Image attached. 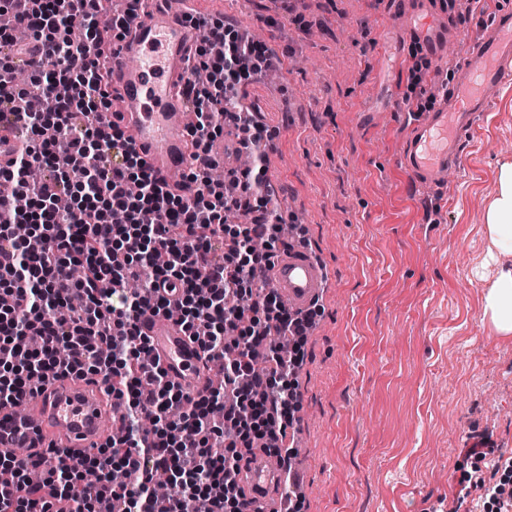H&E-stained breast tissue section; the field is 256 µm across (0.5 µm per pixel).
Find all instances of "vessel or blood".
Listing matches in <instances>:
<instances>
[{"label": "vessel or blood", "mask_w": 512, "mask_h": 512, "mask_svg": "<svg viewBox=\"0 0 512 512\" xmlns=\"http://www.w3.org/2000/svg\"><path fill=\"white\" fill-rule=\"evenodd\" d=\"M187 0H143L125 39L105 46L112 96L120 104L104 121L120 126L147 169L172 191L184 183L191 153L185 133L186 58L197 31L185 21ZM402 28L416 40L434 68L447 66L448 46H457L462 64L448 88L439 90L430 111L420 113L403 139L399 160L416 182L432 184L456 167L477 113L485 111L502 82L512 76V10H494L479 35L464 32L436 0H402ZM275 293L294 310L308 308L326 286V270L311 253L294 249L278 257L269 272ZM168 379L189 395L209 380L206 358L173 320L148 316L141 322ZM112 408L97 381L61 379L27 395L19 408L0 410V453L42 454L53 442L87 450L104 442ZM278 472L253 459L244 480L248 498L270 512L267 493Z\"/></svg>", "instance_id": "1"}]
</instances>
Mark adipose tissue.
Here are the masks:
<instances>
[{"label":"adipose tissue","instance_id":"1","mask_svg":"<svg viewBox=\"0 0 512 512\" xmlns=\"http://www.w3.org/2000/svg\"><path fill=\"white\" fill-rule=\"evenodd\" d=\"M490 262L496 272L484 290L483 313L492 331L512 336V164L501 167L500 188L486 224Z\"/></svg>","mask_w":512,"mask_h":512}]
</instances>
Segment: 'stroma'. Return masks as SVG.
Segmentation results:
<instances>
[{
  "instance_id": "obj_1",
  "label": "stroma",
  "mask_w": 512,
  "mask_h": 512,
  "mask_svg": "<svg viewBox=\"0 0 512 512\" xmlns=\"http://www.w3.org/2000/svg\"><path fill=\"white\" fill-rule=\"evenodd\" d=\"M399 0H207L280 58L247 100L266 176L328 286L302 345L292 434L301 512H512L471 480L512 462V336L483 317L486 213L512 163V79L477 114L449 183L412 184L399 152L417 99ZM426 88L445 81L426 70ZM483 442L482 457L468 448Z\"/></svg>"
}]
</instances>
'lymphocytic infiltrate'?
I'll return each instance as SVG.
<instances>
[{"mask_svg":"<svg viewBox=\"0 0 512 512\" xmlns=\"http://www.w3.org/2000/svg\"><path fill=\"white\" fill-rule=\"evenodd\" d=\"M101 2L0 0L12 20L0 27V130L20 131L0 169V400L16 405L35 382L91 376L119 404L125 437L88 451L53 449L57 464L38 485L27 479L38 457L0 456V512H181L187 497L207 512H252L238 480L244 460L258 448L290 458L284 440L299 354L281 353L277 342L304 335L312 320L267 288L265 273L289 243L263 173L232 170L216 182L209 172L211 144L226 127L263 143V124L237 101L270 52L206 22L182 90L196 116L186 176L195 192L185 197L148 171L117 125L101 121L111 99L96 51L123 38L140 0H126L120 13L103 12ZM18 27L56 65L31 74L45 88L35 111L10 81L26 49ZM108 206L124 223L105 218ZM70 264L84 267L83 280L63 275ZM60 305L69 308L62 321L52 315ZM149 314L175 317L220 364L223 386L192 398L169 380L139 328ZM259 344L267 349L260 367ZM89 471L99 478L91 486ZM160 471L176 495L155 496Z\"/></svg>","mask_w":512,"mask_h":512,"instance_id":"f902f5d3","label":"lymphocytic infiltrate"}]
</instances>
